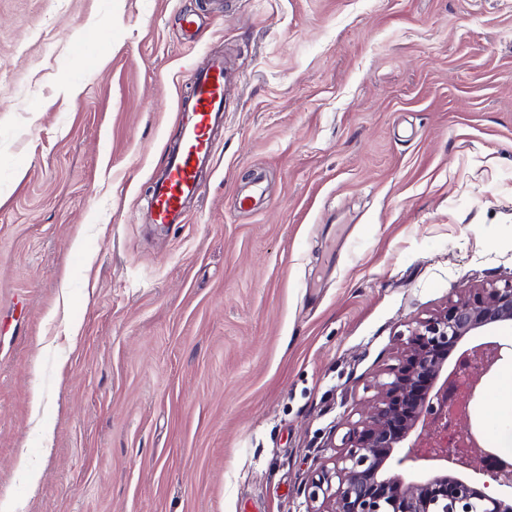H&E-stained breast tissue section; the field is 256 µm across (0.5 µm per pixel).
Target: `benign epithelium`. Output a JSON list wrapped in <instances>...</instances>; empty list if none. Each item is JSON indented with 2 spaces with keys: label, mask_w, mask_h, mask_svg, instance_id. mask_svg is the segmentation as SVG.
Segmentation results:
<instances>
[{
  "label": "benign epithelium",
  "mask_w": 512,
  "mask_h": 512,
  "mask_svg": "<svg viewBox=\"0 0 512 512\" xmlns=\"http://www.w3.org/2000/svg\"><path fill=\"white\" fill-rule=\"evenodd\" d=\"M512 324V280L488 283L408 330L399 363L378 383L368 416L344 440L332 466H322L305 487L308 512H512V470L470 426L450 417L454 385L472 398L502 358L503 346L485 341L449 355L467 336ZM420 460L427 475L407 481L400 471ZM486 477L482 487L469 473Z\"/></svg>",
  "instance_id": "1"
}]
</instances>
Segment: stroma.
Instances as JSON below:
<instances>
[{
  "instance_id": "1",
  "label": "stroma",
  "mask_w": 512,
  "mask_h": 512,
  "mask_svg": "<svg viewBox=\"0 0 512 512\" xmlns=\"http://www.w3.org/2000/svg\"><path fill=\"white\" fill-rule=\"evenodd\" d=\"M216 54L204 187L184 223H147ZM511 279L512 0H0V499L20 512H308L409 326ZM509 376L466 419L492 448Z\"/></svg>"
}]
</instances>
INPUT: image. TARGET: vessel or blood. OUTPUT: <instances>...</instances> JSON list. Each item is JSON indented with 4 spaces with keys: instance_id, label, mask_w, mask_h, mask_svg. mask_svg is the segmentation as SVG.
Wrapping results in <instances>:
<instances>
[{
    "instance_id": "b4317fda",
    "label": "vessel or blood",
    "mask_w": 512,
    "mask_h": 512,
    "mask_svg": "<svg viewBox=\"0 0 512 512\" xmlns=\"http://www.w3.org/2000/svg\"><path fill=\"white\" fill-rule=\"evenodd\" d=\"M228 67L212 58L192 76V95L179 125L168 164L152 187L151 224L181 223L185 203L198 196L200 173L213 155V131L224 118Z\"/></svg>"
}]
</instances>
